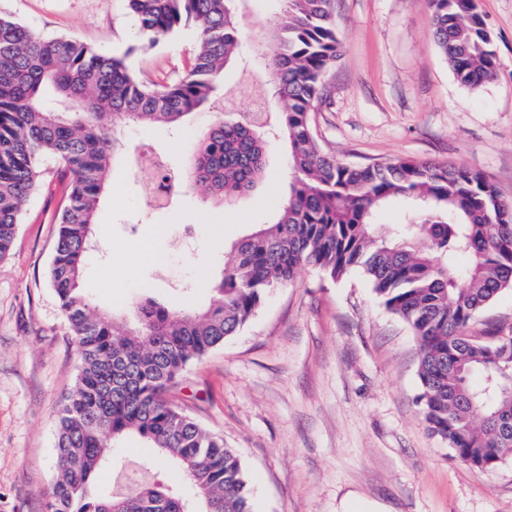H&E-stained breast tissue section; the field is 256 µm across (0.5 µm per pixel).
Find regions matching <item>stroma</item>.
<instances>
[{"label":"stroma","instance_id":"35a3bbf8","mask_svg":"<svg viewBox=\"0 0 512 512\" xmlns=\"http://www.w3.org/2000/svg\"><path fill=\"white\" fill-rule=\"evenodd\" d=\"M498 58L494 79L460 86L439 51L427 0H332L341 56L310 122L322 149L355 165L397 158L482 172L512 202V0H478ZM284 0H239L246 48L225 67L216 96L251 111L276 80L260 49ZM0 15L39 37L77 38L125 59L140 80L166 85L190 68L196 27L138 46L127 0H0ZM114 123L128 151L165 153L183 166L195 133ZM42 176L0 262V512H45L56 480L57 401L80 368L50 284L63 193L58 163ZM288 183V157L272 141L261 186L218 206L201 193L168 209L123 160L112 166L82 286L102 310L133 318L144 296L172 308L209 306L224 249L272 222ZM418 345L359 272L334 279L302 268L273 289L248 325L190 361L169 397L236 449L253 512H512V455L494 471L459 462L420 413ZM172 483L175 468L140 436L115 442L97 486L125 492L143 474Z\"/></svg>","mask_w":512,"mask_h":512}]
</instances>
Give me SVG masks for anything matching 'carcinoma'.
Here are the masks:
<instances>
[{
    "mask_svg": "<svg viewBox=\"0 0 512 512\" xmlns=\"http://www.w3.org/2000/svg\"><path fill=\"white\" fill-rule=\"evenodd\" d=\"M237 0H128L145 48L192 24L201 40L176 83L147 86L124 59L76 38L42 39L0 16V262L11 252L24 205L40 182L39 162L59 163L64 205L50 283L81 366L56 411L58 476L46 512H252L237 453L185 416L168 392L183 367L224 344L273 288L304 266L339 279L360 271L418 342L420 405L428 431L459 461L494 470L512 454V335L471 339V326L512 288V204L471 169L398 159L364 166L321 149L309 121L339 56L331 0H285L273 24L269 65L277 82L260 121L218 116L197 137L185 169L168 168L173 197L199 190L219 203L249 194L264 173L270 135L288 147V195L275 219L235 242L205 310L145 298L136 322L118 325L81 288L94 247L100 201L124 153L111 118L184 129L202 107L224 111L216 83L243 35ZM434 39L462 86L492 79L497 58L478 0H429ZM64 108H49L45 88ZM401 198L410 224L387 227L374 213ZM136 433L173 463L194 490L145 483L108 495L95 477L114 442Z\"/></svg>",
    "mask_w": 512,
    "mask_h": 512,
    "instance_id": "carcinoma-1",
    "label": "carcinoma"
}]
</instances>
